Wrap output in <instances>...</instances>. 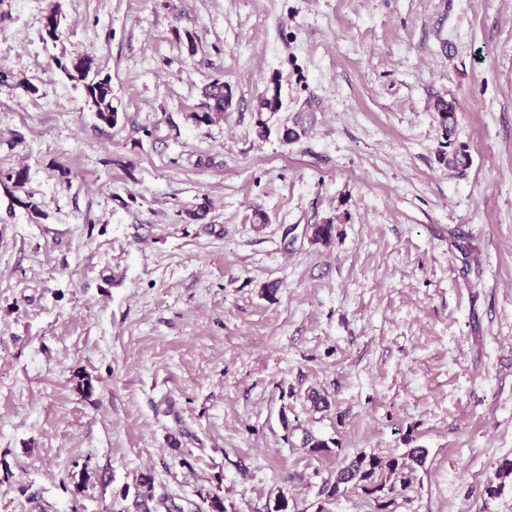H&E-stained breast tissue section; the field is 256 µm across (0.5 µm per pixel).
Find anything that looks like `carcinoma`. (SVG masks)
<instances>
[{"mask_svg": "<svg viewBox=\"0 0 512 512\" xmlns=\"http://www.w3.org/2000/svg\"><path fill=\"white\" fill-rule=\"evenodd\" d=\"M62 36L61 17L56 9L50 10L43 18L41 38L43 42L53 44ZM57 68L71 81L79 83L84 89L85 105L95 112L97 118L107 124L114 125L118 120V110L112 105V77L102 74L89 56H75L67 59L54 58ZM205 96L209 100V111L193 114L198 123H213L224 117V110L230 102V92L224 83L214 81L205 88ZM280 86L273 82L260 100L259 110L275 114L280 109ZM439 122L446 138L455 133V108L445 100L436 103ZM311 120L310 115L300 114L294 119V126L281 130L285 142L299 138L305 131V124ZM450 169L465 168L469 163V155L463 148H456L443 158ZM336 227L331 223L314 224L311 226V241L322 245L330 244L335 237ZM428 455L425 448H411L400 456L382 457L377 454L361 452L345 461L336 473L333 482L326 483L322 489L327 501H333L348 490V486L361 489L374 501V512H388L394 502L390 494L405 491L411 486V474L423 466ZM155 500L153 478L141 475L139 491L135 505L140 512H152L150 503Z\"/></svg>", "mask_w": 512, "mask_h": 512, "instance_id": "obj_1", "label": "carcinoma"}]
</instances>
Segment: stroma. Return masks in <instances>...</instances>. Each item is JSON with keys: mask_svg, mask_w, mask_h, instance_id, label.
<instances>
[{"mask_svg": "<svg viewBox=\"0 0 512 512\" xmlns=\"http://www.w3.org/2000/svg\"><path fill=\"white\" fill-rule=\"evenodd\" d=\"M411 448L391 512H512V0H0V512H135L144 473L157 512H372L321 490ZM57 68L70 80L82 85L85 105L95 112L97 118L114 125L118 120V110L112 105V77L103 75L89 56H75L67 59L56 57ZM205 96L210 101L209 111L195 113L192 115L193 119L198 123H213L217 120L224 118V110L230 102V92L224 85V82L218 80L210 83L205 88ZM280 86L279 83H273L272 88L268 87L265 95L260 100L259 103V119H258V134L260 136H266L269 132V127L267 125L268 120H262L263 110L266 112H270L271 115H274L280 109Z\"/></svg>", "mask_w": 512, "mask_h": 512, "instance_id": "35a3bbf8", "label": "stroma"}]
</instances>
